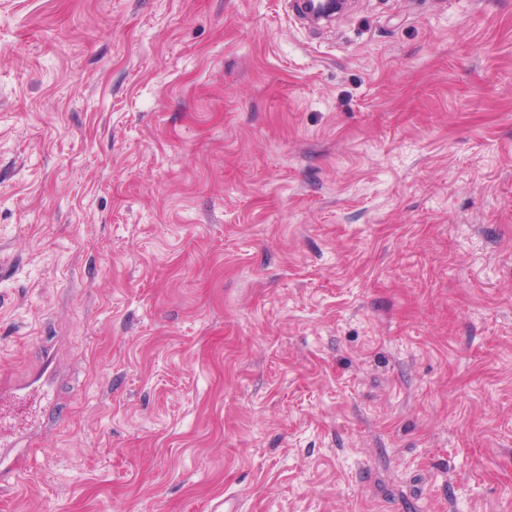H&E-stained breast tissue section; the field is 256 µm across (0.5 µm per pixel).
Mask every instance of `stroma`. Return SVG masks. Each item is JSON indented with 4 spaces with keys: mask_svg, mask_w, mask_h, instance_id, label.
Wrapping results in <instances>:
<instances>
[{
    "mask_svg": "<svg viewBox=\"0 0 512 512\" xmlns=\"http://www.w3.org/2000/svg\"><path fill=\"white\" fill-rule=\"evenodd\" d=\"M0 421V512H512V0H0Z\"/></svg>",
    "mask_w": 512,
    "mask_h": 512,
    "instance_id": "1",
    "label": "stroma"
}]
</instances>
